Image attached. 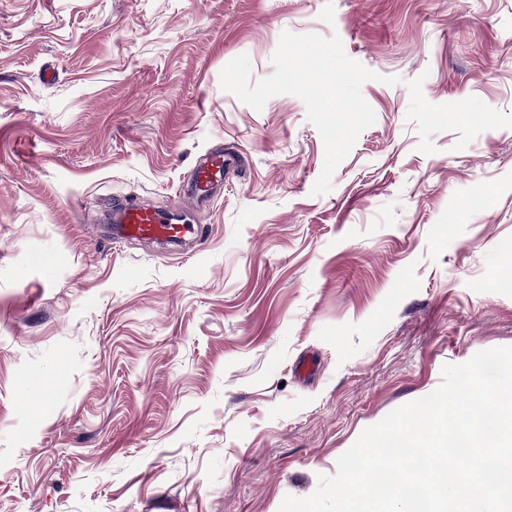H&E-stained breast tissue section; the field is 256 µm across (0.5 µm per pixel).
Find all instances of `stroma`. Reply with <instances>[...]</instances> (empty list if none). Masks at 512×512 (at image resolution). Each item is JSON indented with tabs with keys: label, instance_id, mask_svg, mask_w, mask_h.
I'll use <instances>...</instances> for the list:
<instances>
[{
	"label": "stroma",
	"instance_id": "stroma-1",
	"mask_svg": "<svg viewBox=\"0 0 512 512\" xmlns=\"http://www.w3.org/2000/svg\"><path fill=\"white\" fill-rule=\"evenodd\" d=\"M398 77L325 147L221 87L283 32ZM243 158L177 248L84 220ZM512 346V0H0V512H279Z\"/></svg>",
	"mask_w": 512,
	"mask_h": 512
}]
</instances>
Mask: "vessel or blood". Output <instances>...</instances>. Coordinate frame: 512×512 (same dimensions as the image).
I'll use <instances>...</instances> for the list:
<instances>
[{"label":"vessel or blood","mask_w":512,"mask_h":512,"mask_svg":"<svg viewBox=\"0 0 512 512\" xmlns=\"http://www.w3.org/2000/svg\"><path fill=\"white\" fill-rule=\"evenodd\" d=\"M239 164L238 155L215 147L197 159L189 187L173 207L160 209L117 200L112 207L113 239L182 241L196 238L199 228L191 224V213L222 190L225 176Z\"/></svg>","instance_id":"vessel-or-blood-1"}]
</instances>
